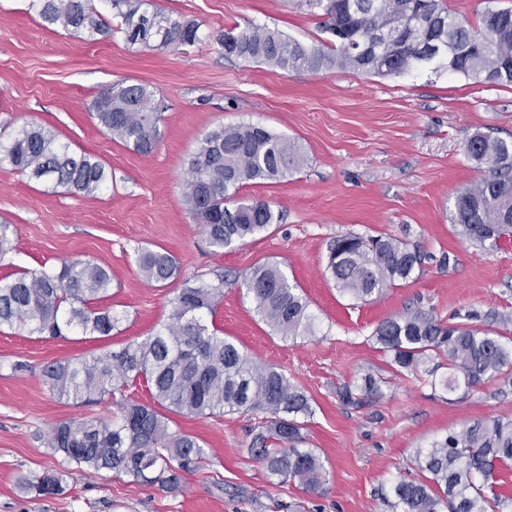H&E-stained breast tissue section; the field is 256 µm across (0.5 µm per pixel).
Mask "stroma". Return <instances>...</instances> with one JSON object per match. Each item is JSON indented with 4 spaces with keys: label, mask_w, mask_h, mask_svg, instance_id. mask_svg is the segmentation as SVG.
<instances>
[{
    "label": "stroma",
    "mask_w": 512,
    "mask_h": 512,
    "mask_svg": "<svg viewBox=\"0 0 512 512\" xmlns=\"http://www.w3.org/2000/svg\"><path fill=\"white\" fill-rule=\"evenodd\" d=\"M114 31L96 41L44 22L29 0H0V141L27 124L50 129L75 152L112 172L96 194L29 179L0 162V224L14 230L0 278L82 257L112 270L106 300L119 323L111 336L38 338L0 330V512H389L383 495L419 475L418 449L474 421L512 419V383L484 382L448 400L430 381L393 376L372 334L387 318L421 310L445 321L457 313L512 318V241L484 251L461 240L450 220L457 191L482 169L466 143L477 133L512 141V87L457 73L414 70L377 76L355 70L272 73L226 59L224 32L265 24L302 43L330 41L321 16L300 0H142L199 26L196 45L176 50L127 44L109 0H94ZM139 84L161 102V136L151 154L112 141L90 113L93 98L118 82ZM254 124L295 141L306 162L278 181L257 180L241 197L270 202L282 220L265 235L213 247L184 197L188 161L220 126ZM356 233L389 235L431 254L413 280L366 300L342 296L326 269L327 247ZM164 249L180 277L164 285L140 275L141 249ZM447 255V266L434 258ZM278 263L303 288L314 335L290 339L255 314L243 281ZM224 283L213 323L254 362L275 367L312 399L304 434L325 462L318 489L279 483L251 453L259 414L187 416L164 410L171 428L196 436L205 458L165 492L129 475L86 476L64 469L50 429L75 418L112 415V403L58 398L45 366L120 350L167 323L184 283ZM22 371H13L14 363ZM381 378L363 406L339 390ZM66 473V490L35 498L23 478Z\"/></svg>",
    "instance_id": "35a3bbf8"
}]
</instances>
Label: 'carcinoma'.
Here are the masks:
<instances>
[{"mask_svg":"<svg viewBox=\"0 0 512 512\" xmlns=\"http://www.w3.org/2000/svg\"><path fill=\"white\" fill-rule=\"evenodd\" d=\"M126 6L117 32L130 45L180 48L200 41L199 26L169 14L140 11L139 0H110ZM326 18L334 43L306 45L265 25L224 33L218 44L227 58L264 64L280 71L350 69L379 76L405 74L422 66L463 74L480 84L512 85V9H488L474 27L448 10L445 0H304ZM30 9L48 24L89 41L109 32L93 0H30ZM92 115L114 141L141 155L160 138L158 107L138 84H114L95 97ZM468 156L486 169L479 182L460 190L451 223L463 240L496 250L512 237V142L476 134ZM3 159L30 179L83 195L104 188L112 174L96 157L76 153L40 125L18 130ZM304 163L300 147L260 125L219 127L209 132L188 162L184 196L216 248L253 239L280 222L263 200L237 193L256 180L274 181ZM433 256L390 236H339L329 245L327 269L336 288L355 300L381 294L412 278ZM138 269L149 283L178 275L174 256L144 248ZM257 316L273 331L296 339L313 331L309 302L277 264L259 266L244 280ZM112 271L86 259L25 271L0 279V328L67 338L73 331L108 337L119 318L99 302L109 296ZM224 297V280L184 284L171 302L168 323L118 352L55 362L43 370L59 396L81 403L114 398L142 379L156 403L188 416L264 414L251 451L268 474L283 483L318 488L325 465L306 443L310 398L282 373L253 362L226 339L207 315ZM442 323L421 310L381 322L375 343L390 357L393 373L431 378L448 395L468 393L486 380H512V344L495 324L511 318L490 313L489 322L471 311ZM448 374L437 378L442 365ZM371 374L339 391L342 401L361 406L379 394ZM116 416L71 419L52 427L48 445L72 468L110 470L161 490L176 491L182 473L205 458L197 437L171 430L153 407L119 402ZM423 479L401 480L388 501L395 512H506L512 504L497 491L500 470L512 465V419H483L449 433L416 453ZM37 497L65 492L64 474L46 472L21 482Z\"/></svg>","mask_w":512,"mask_h":512,"instance_id":"carcinoma-1","label":"carcinoma"}]
</instances>
